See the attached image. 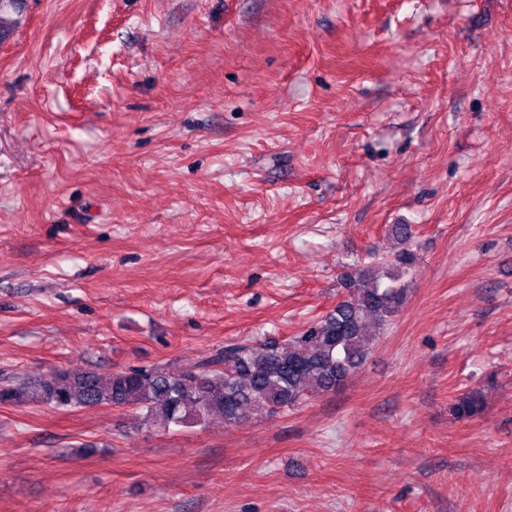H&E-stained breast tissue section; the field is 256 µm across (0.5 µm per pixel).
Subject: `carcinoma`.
<instances>
[{"label":"carcinoma","instance_id":"obj_1","mask_svg":"<svg viewBox=\"0 0 512 512\" xmlns=\"http://www.w3.org/2000/svg\"><path fill=\"white\" fill-rule=\"evenodd\" d=\"M401 250L383 259V274L367 264L343 279L345 296L300 335L282 345L265 341L239 345L202 361L197 372L170 376L153 368L61 373L50 379L0 382V405L36 403L57 409L99 404L132 406L162 431L201 425L213 418L236 424L255 412L281 413L308 395L336 388L365 361L371 344L399 311L403 275L417 263L410 224L394 225ZM483 404L475 391L457 397L455 413L473 417Z\"/></svg>","mask_w":512,"mask_h":512}]
</instances>
